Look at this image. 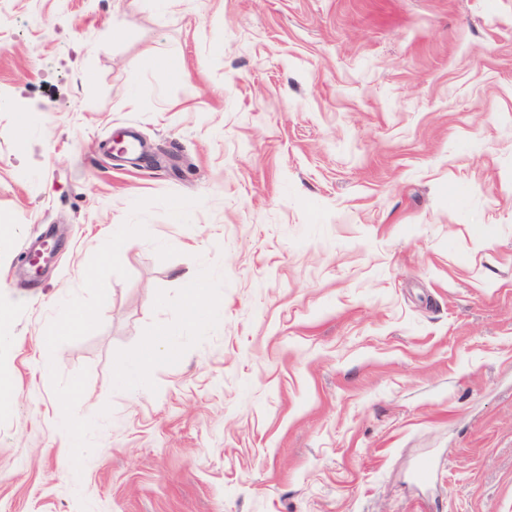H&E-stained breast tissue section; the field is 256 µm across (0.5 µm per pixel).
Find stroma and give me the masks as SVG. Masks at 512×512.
Masks as SVG:
<instances>
[{
    "instance_id": "obj_1",
    "label": "stroma",
    "mask_w": 512,
    "mask_h": 512,
    "mask_svg": "<svg viewBox=\"0 0 512 512\" xmlns=\"http://www.w3.org/2000/svg\"><path fill=\"white\" fill-rule=\"evenodd\" d=\"M1 225L0 512H512V0H0ZM184 301L182 316L189 325L210 323L221 315L218 306L205 301V285L198 277L183 276ZM154 341L146 349L144 354L136 363H124L117 367V373L120 379L129 381L135 378L134 368L144 369L160 356L174 358L178 354L177 347L169 340L167 331L160 329L155 335Z\"/></svg>"
}]
</instances>
